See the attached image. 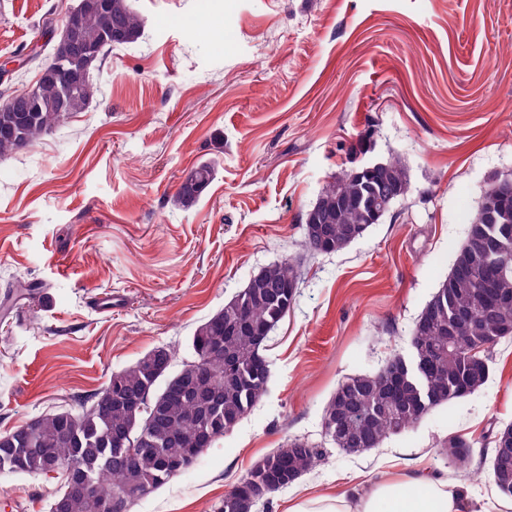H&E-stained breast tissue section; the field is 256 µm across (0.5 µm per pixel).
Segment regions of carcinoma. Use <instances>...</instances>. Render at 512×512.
Returning a JSON list of instances; mask_svg holds the SVG:
<instances>
[{"label":"carcinoma","mask_w":512,"mask_h":512,"mask_svg":"<svg viewBox=\"0 0 512 512\" xmlns=\"http://www.w3.org/2000/svg\"><path fill=\"white\" fill-rule=\"evenodd\" d=\"M80 34L88 44L102 43L100 55L136 42L142 23L129 0H111L112 14L98 11V0H86ZM122 28L120 38L101 41L109 27ZM40 111L33 113L24 134L27 146L37 144L71 115L86 110L95 98L93 78L81 94L71 97L65 111L52 87ZM194 181L179 185L175 205H195L214 178V166H195ZM497 177L486 185L487 206L469 220L467 237L458 248L448 277L442 281L416 320L409 356L394 355L377 373L347 378L328 401L324 412L326 436L339 450L356 454L376 448L386 438L421 421L432 409L479 393L489 378V361L498 344L512 337V192L490 195ZM411 192L406 169L395 159L375 170L355 174L343 170L321 188L312 208L331 221L322 232L303 231L302 250L313 255L346 248L369 228L362 202L376 195L392 200ZM494 275L491 298L475 300L485 276ZM300 281L288 260L272 263L253 275L245 288L197 326L190 338L192 358L173 372L175 387L146 415L131 410V401L155 397L158 379L140 357L112 373L106 387L81 403L83 411L72 427L57 412H46L15 430L0 434V472L63 476L51 512H109L108 505L127 487L152 490L189 468L192 448H203L224 437L260 401L267 390L269 364L265 344H257L256 326L273 329L288 313ZM143 431L145 446L134 451L112 444L115 431ZM490 477L499 491L512 496V425L495 432ZM471 442L461 436L443 441L438 454L458 467L471 461ZM318 450L301 439L268 455L248 471L244 480L259 492L274 483L287 485L317 461ZM112 483L102 485V473Z\"/></svg>","instance_id":"cac0c4a2"}]
</instances>
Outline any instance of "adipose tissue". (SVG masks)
Wrapping results in <instances>:
<instances>
[{
	"instance_id": "adipose-tissue-1",
	"label": "adipose tissue",
	"mask_w": 512,
	"mask_h": 512,
	"mask_svg": "<svg viewBox=\"0 0 512 512\" xmlns=\"http://www.w3.org/2000/svg\"><path fill=\"white\" fill-rule=\"evenodd\" d=\"M491 503L471 507L468 499L450 489L447 480L424 473L387 472L369 488L352 496L326 493L293 503L289 512H491Z\"/></svg>"
}]
</instances>
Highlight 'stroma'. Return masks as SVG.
Returning a JSON list of instances; mask_svg holds the SVG:
<instances>
[{"label":"stroma","instance_id":"stroma-1","mask_svg":"<svg viewBox=\"0 0 512 512\" xmlns=\"http://www.w3.org/2000/svg\"><path fill=\"white\" fill-rule=\"evenodd\" d=\"M78 0H0V65L28 55ZM136 43L112 50L86 112L0 159V434L77 409L113 372L164 347L185 359L195 328L265 266L298 265L294 304L264 354V397L183 473L130 512H212L294 438L318 462L254 512L415 465L485 498L489 435L512 424V339L475 395L436 407L380 447L326 441L325 407L348 377L408 354L491 176L512 173V0H131ZM176 12L179 26L156 16ZM372 130L370 152L349 147ZM397 157L410 194L337 253L299 246L302 218L345 168ZM215 165L190 208L173 195ZM112 292L111 312L95 305ZM473 444L459 468L441 441ZM58 479L0 472V512H49Z\"/></svg>","mask_w":512,"mask_h":512}]
</instances>
